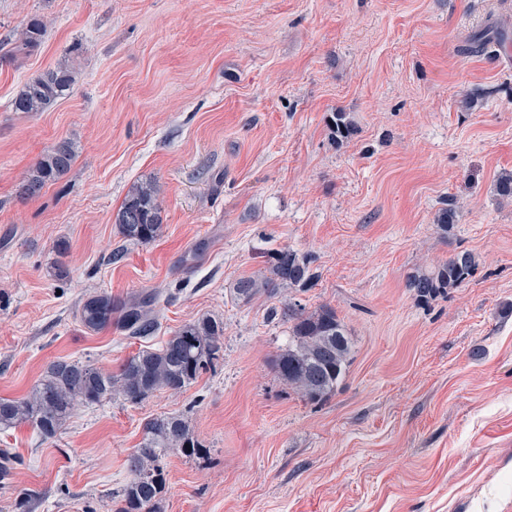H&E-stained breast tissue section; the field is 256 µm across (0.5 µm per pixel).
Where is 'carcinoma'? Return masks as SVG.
<instances>
[{
    "mask_svg": "<svg viewBox=\"0 0 512 512\" xmlns=\"http://www.w3.org/2000/svg\"><path fill=\"white\" fill-rule=\"evenodd\" d=\"M43 32L42 23L30 21L22 31L19 49L39 44ZM71 83L67 68L50 69L24 84L12 101V110L43 112L65 95ZM329 125L338 140L354 132V124L345 112L334 113ZM75 156V146L70 141L50 147L27 171L19 185V195L33 197L46 185L60 180L70 171ZM113 224L127 242L143 245L160 237L163 216L156 186L151 182L132 185L113 215ZM314 263L308 253L288 246L275 248L268 253L264 270L237 280L233 292L247 302L260 293L303 291L318 278ZM475 267V256L462 251L430 269L408 273L406 288L416 300L427 302L459 287ZM118 312L121 328L133 336H146L156 325L144 306H127L105 293L86 298L80 304L78 317L86 329L99 331L112 326V316ZM280 315L288 323V347L273 360L278 377L305 400L326 401L336 392L349 364L352 342L346 325L330 305L308 312L300 303L288 302ZM223 352L224 321L205 314L175 330L160 348L144 349L129 357L115 373H105L76 360L53 361L26 395L0 398V430L29 426L41 440L52 441L78 406L97 404L114 395L136 403L162 390L181 392ZM204 452L206 448L183 416L148 420L138 448L126 460L130 480L111 500V512H160L169 457L195 458Z\"/></svg>",
    "mask_w": 512,
    "mask_h": 512,
    "instance_id": "1",
    "label": "carcinoma"
}]
</instances>
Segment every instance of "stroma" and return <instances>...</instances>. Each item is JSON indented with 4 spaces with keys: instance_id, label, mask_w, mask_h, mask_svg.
Listing matches in <instances>:
<instances>
[{
    "instance_id": "1",
    "label": "stroma",
    "mask_w": 512,
    "mask_h": 512,
    "mask_svg": "<svg viewBox=\"0 0 512 512\" xmlns=\"http://www.w3.org/2000/svg\"><path fill=\"white\" fill-rule=\"evenodd\" d=\"M34 18L41 44L11 55ZM490 27L512 42V0H0V398L55 360L114 373L186 322L224 320L223 357L182 393L79 407L52 442L0 433L17 459L0 512L21 489L29 512H106L164 414L208 453L170 457L162 512H512V200L496 192L512 64L470 48ZM61 65L65 97L12 110ZM333 112L357 133L336 141ZM61 140L70 171L20 197ZM142 181L163 232L127 244L112 215ZM277 246L315 257L313 286L237 300ZM461 251L472 275L416 302L407 274ZM101 293L152 299L154 332L86 329L77 308ZM288 301L334 307L354 342L319 404L273 369L288 326L269 311Z\"/></svg>"
}]
</instances>
